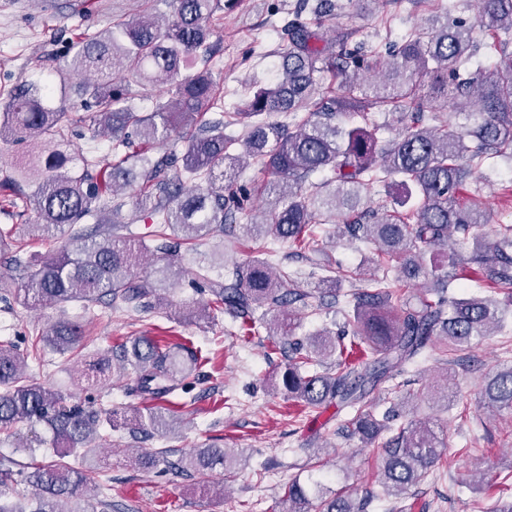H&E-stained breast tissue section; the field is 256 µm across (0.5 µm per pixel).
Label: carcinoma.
Returning <instances> with one entry per match:
<instances>
[{"mask_svg":"<svg viewBox=\"0 0 512 512\" xmlns=\"http://www.w3.org/2000/svg\"><path fill=\"white\" fill-rule=\"evenodd\" d=\"M221 2L171 0L166 18L119 22L81 41L64 68L84 79L83 96L96 107L89 118L73 105L52 106L49 89L33 82L0 105V142L24 144L0 188L35 214L32 224L0 229V257L13 259L25 237L48 239L65 231V243L16 289L23 304L101 302L125 311L161 304V290L175 272L161 268L155 280L135 275L148 248L130 225L118 221L119 207H109L108 195L117 186L139 184L136 204L160 225L154 251L172 258L181 245L211 238L246 214L247 192L235 181L249 160L261 163L270 176L263 187L265 206L260 217L243 225L256 249L273 238L295 246L298 254L315 252L313 224H334L341 235L373 246L361 273L365 287L346 301L350 329L292 338L295 315L287 308L306 303L308 294L273 274L267 258L225 269L222 282L209 281L210 267L199 266L197 276L209 282L212 296L201 313H226L245 330L257 311L281 310L273 334L290 337L285 389L310 407L338 400L349 409L338 430L366 443L390 434L382 446L379 485L383 496H401L438 464L444 442L426 424H395V406L377 415L368 400L371 391L397 379L427 347L464 351L512 314V224L497 225L489 237L481 232L487 220L478 204L457 202L470 184L479 196L477 178L488 160L512 158V55L489 68L468 69L481 48L477 30L498 34L490 50L502 52L512 42V0H478L471 25L446 12L432 13L401 38L387 60L362 46L347 48L341 37L325 40L317 21L335 15L338 0H299L294 18L279 32L288 43L279 78L254 93L246 112L224 111L208 73L183 75L210 52L208 22ZM327 77L343 78L344 91L318 98ZM160 85L167 99H156L150 112L133 110L131 87ZM437 102L452 103L454 111H439ZM389 109L399 112L403 126L383 143L370 114ZM267 112L286 113L292 122L271 124L264 119ZM344 112L359 113L363 124L340 126L336 119ZM86 120L95 133L112 135L115 162L101 177L95 158L68 145L69 126ZM237 125L243 133H224ZM172 133L184 148L181 165L169 177L167 160L149 155V147ZM187 181L195 188L185 190ZM376 185L388 192L392 209L367 206ZM458 263L474 265L496 295L445 296L458 279ZM353 275L331 268L320 279L321 294L338 304L339 284ZM420 278L433 281L432 292L404 300V284ZM83 339L81 321L53 323L32 343L33 356L46 348L72 353ZM114 359L134 373L124 385L128 396L160 401L201 376L196 352L143 336L116 353L105 351L88 364L83 380L91 386L111 382ZM328 362L334 372L312 370ZM482 394L489 407L512 410V366L489 375ZM116 414L103 405L72 404L61 389L34 381L25 357L0 341V434H11L23 422L42 423L65 448L79 452L82 463L17 473L11 461L1 460L0 485L18 479L37 496L26 504L1 503L0 512H95L80 489L95 481L102 429L118 425ZM171 421L166 408L146 407L132 433L166 431ZM133 462L204 477L216 469L231 471L237 456L206 444L175 460L162 450ZM288 504L289 512H308L309 490L297 480L288 486ZM368 506L365 499L342 494L322 501L318 512H368Z\"/></svg>","mask_w":512,"mask_h":512,"instance_id":"cac0c4a2","label":"carcinoma"}]
</instances>
